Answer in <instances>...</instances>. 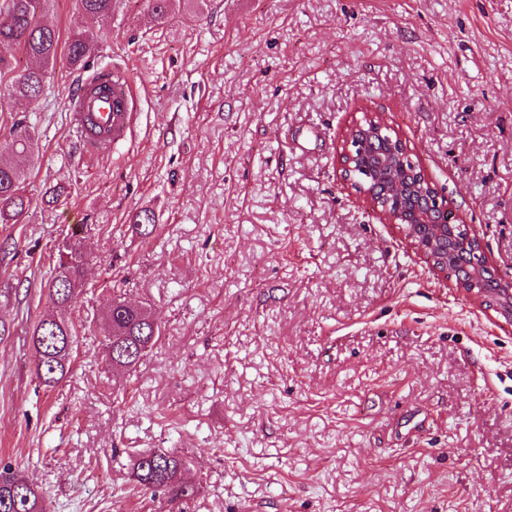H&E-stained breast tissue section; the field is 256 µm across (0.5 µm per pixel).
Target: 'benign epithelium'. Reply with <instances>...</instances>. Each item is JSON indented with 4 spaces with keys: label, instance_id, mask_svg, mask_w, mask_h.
Masks as SVG:
<instances>
[{
    "label": "benign epithelium",
    "instance_id": "7a95c632",
    "mask_svg": "<svg viewBox=\"0 0 512 512\" xmlns=\"http://www.w3.org/2000/svg\"><path fill=\"white\" fill-rule=\"evenodd\" d=\"M373 139L382 140L386 147L378 153L376 161L371 163L372 174L377 180L387 184L392 193L409 195L418 190L431 196H436L434 188L426 179L422 170H417V181L406 177L408 170L404 159L407 151L399 138L390 135V128L383 118V113L371 111L355 122L347 131L348 147L342 155L344 176L350 181L356 193L365 197L373 210L382 214L390 223L401 226L402 232L410 244L423 254L432 267L445 278H453L448 270V226L435 222L432 211L414 209L413 214L407 215L401 210L390 208V201L372 194L370 188L352 179V172L365 164L363 154L356 151L360 143ZM501 287L504 299L496 305L497 313L512 320V280L502 279Z\"/></svg>",
    "mask_w": 512,
    "mask_h": 512
}]
</instances>
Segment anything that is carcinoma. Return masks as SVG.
I'll return each mask as SVG.
<instances>
[{
	"instance_id": "cac0c4a2",
	"label": "carcinoma",
	"mask_w": 512,
	"mask_h": 512,
	"mask_svg": "<svg viewBox=\"0 0 512 512\" xmlns=\"http://www.w3.org/2000/svg\"><path fill=\"white\" fill-rule=\"evenodd\" d=\"M156 26L173 18V0H141ZM53 0H0V78H8L9 96L29 103L42 92L48 68L58 56V32L42 24ZM81 13L100 19L112 15L113 0H78ZM97 35L78 31L67 42L66 58L70 67L83 70L96 51ZM20 51L33 61L21 71L12 65L13 52ZM33 133L26 127L15 130L11 153L34 161ZM29 172L15 160L0 158V224H21L33 204L26 192ZM86 254L78 239L65 241L58 250L50 278L43 291L54 310L42 316L30 332L36 375L46 388L55 387L69 373L77 356L78 335L66 317L77 293L85 286ZM495 270L482 268L476 293L491 298ZM101 350L105 362L114 370L130 371L139 365L160 338V327L148 309L120 298L109 303L102 317ZM186 460L165 451L144 452L134 460L132 477L141 490L170 500H184L195 489L183 480ZM0 512H49L39 490L23 475L0 473Z\"/></svg>"
}]
</instances>
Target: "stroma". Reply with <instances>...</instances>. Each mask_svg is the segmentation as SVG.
Wrapping results in <instances>:
<instances>
[{
  "label": "stroma",
  "mask_w": 512,
  "mask_h": 512,
  "mask_svg": "<svg viewBox=\"0 0 512 512\" xmlns=\"http://www.w3.org/2000/svg\"><path fill=\"white\" fill-rule=\"evenodd\" d=\"M109 19L57 0L61 40L127 70L132 135L73 136L84 73L58 58L0 105L38 152L24 223L0 225V466L50 512H512V323L456 288L344 178L345 130L384 112L486 264L512 275V0H141ZM155 217L145 236L131 218ZM92 260L68 310L79 354L54 388L33 325L58 247ZM162 337L136 369L100 355L112 297ZM189 461L198 493L137 491L135 454ZM156 26L167 25L173 18V0H141ZM97 35L87 31H77L67 42L66 58L70 67L83 70L96 51Z\"/></svg>",
  "instance_id": "35a3bbf8"
}]
</instances>
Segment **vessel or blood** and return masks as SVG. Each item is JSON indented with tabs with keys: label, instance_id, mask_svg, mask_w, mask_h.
<instances>
[{
	"label": "vessel or blood",
	"instance_id": "b4317fda",
	"mask_svg": "<svg viewBox=\"0 0 512 512\" xmlns=\"http://www.w3.org/2000/svg\"><path fill=\"white\" fill-rule=\"evenodd\" d=\"M134 96L121 71L84 80L70 100V125L91 150L105 152L122 141L130 127Z\"/></svg>",
	"mask_w": 512,
	"mask_h": 512
}]
</instances>
